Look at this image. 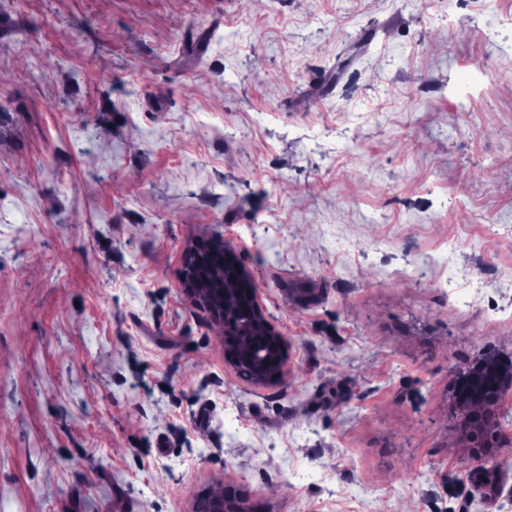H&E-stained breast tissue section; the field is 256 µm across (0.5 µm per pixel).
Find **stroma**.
Wrapping results in <instances>:
<instances>
[{
  "label": "stroma",
  "mask_w": 512,
  "mask_h": 512,
  "mask_svg": "<svg viewBox=\"0 0 512 512\" xmlns=\"http://www.w3.org/2000/svg\"><path fill=\"white\" fill-rule=\"evenodd\" d=\"M339 71L331 92L312 79ZM221 237L288 339L181 291ZM512 0H0V512H512ZM462 384L460 393L461 405L465 408L468 419L473 428L471 440L472 452L475 454H488L495 446L483 439L481 432L486 411L498 407L504 392L512 387V358H489L476 362L462 380L455 377L451 387L456 388ZM464 385V387H463Z\"/></svg>",
  "instance_id": "1"
}]
</instances>
